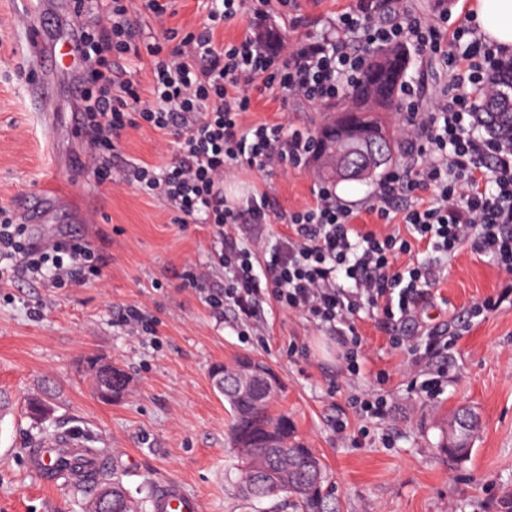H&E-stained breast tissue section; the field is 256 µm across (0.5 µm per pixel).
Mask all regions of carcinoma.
Segmentation results:
<instances>
[{
	"mask_svg": "<svg viewBox=\"0 0 512 512\" xmlns=\"http://www.w3.org/2000/svg\"><path fill=\"white\" fill-rule=\"evenodd\" d=\"M410 64V56L401 45L373 50L361 83L346 99L326 108L380 132L374 149L382 156L380 166L384 168L392 165L401 151V138L390 128L386 115L396 110V97ZM476 110L483 127L512 140V58L502 62L490 89L478 99ZM224 401L229 406L230 437L240 461L238 489L242 498L252 503L279 500L292 512H338L323 463L296 436L288 415L273 412L270 403L257 409L250 401L232 396L224 397ZM457 416L467 426H458L455 438L448 440V454L465 460L472 451L477 418L467 409ZM264 470L275 475L276 483L261 481ZM112 484L122 492L119 512H152L153 493L135 505L115 470ZM104 485L103 477L89 487L76 486L82 493L90 492L86 512H102L99 490Z\"/></svg>",
	"mask_w": 512,
	"mask_h": 512,
	"instance_id": "1",
	"label": "carcinoma"
}]
</instances>
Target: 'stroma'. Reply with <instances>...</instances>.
Segmentation results:
<instances>
[{
  "label": "stroma",
  "mask_w": 512,
  "mask_h": 512,
  "mask_svg": "<svg viewBox=\"0 0 512 512\" xmlns=\"http://www.w3.org/2000/svg\"><path fill=\"white\" fill-rule=\"evenodd\" d=\"M349 0H303L301 21L271 13L269 26L285 40L318 35ZM24 0H0V207L18 210L52 181L61 199L48 223L31 225L34 239L50 244L68 235L84 239L101 259L88 283L55 288L23 276L0 282V512H84L86 499L71 486L45 485L31 470L27 452L38 447L26 402L48 404L56 432L107 453L133 499L167 480L181 481L200 500V512H287L276 501L250 505L239 495L238 459L229 441V412L212 387L211 369L240 356L266 361L284 389L275 404L323 462L340 512H503L512 496V305L470 319L485 298L497 295L503 275L488 256L464 246L440 264L442 279L424 301L426 323H446L459 338L448 353L422 360L390 347L375 318L358 323L369 356L389 373L394 400L389 418L363 420L351 398L373 390L370 377L343 372L336 343L302 317L266 308L259 335L233 308L216 316L208 297L224 289V266L215 230L181 227L163 200L118 181L98 185L83 161L89 146L71 118L79 97L61 76L53 126L41 123L27 94L34 68L26 30L18 21ZM130 18L143 36L162 28L190 31L203 25L200 0H175L174 12L156 19L130 0ZM245 123L287 121L315 132L324 114L319 102L283 100L251 92ZM176 151L175 137L144 126L125 135L116 167L161 166ZM322 180L315 165L259 171L242 168L224 177L228 201L245 204L266 193L272 217L240 224L237 238L273 242L285 231L284 216L313 204ZM94 207L95 224H75L72 209ZM194 273L199 287L187 285ZM142 306L147 327L130 334L123 311ZM306 347L303 357L289 345ZM97 358L124 369L127 391L119 401L94 392L87 361ZM444 367L448 385L433 401L418 397L415 378ZM478 418L467 460L450 457L448 418L460 409ZM346 429L337 430V421Z\"/></svg>",
  "instance_id": "obj_1"
}]
</instances>
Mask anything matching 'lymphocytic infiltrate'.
<instances>
[{
	"label": "lymphocytic infiltrate",
	"instance_id": "obj_1",
	"mask_svg": "<svg viewBox=\"0 0 512 512\" xmlns=\"http://www.w3.org/2000/svg\"><path fill=\"white\" fill-rule=\"evenodd\" d=\"M274 2L290 23H298L299 0H206L199 29L165 28L143 43L127 0H74L73 40L84 72L80 131L98 183L111 181L112 158L129 130L146 125L173 132L178 149L172 161L135 166L127 180L142 194L166 200L178 224L198 220L216 228L227 279L223 293L210 297L211 307H232L255 331L265 319L262 301L300 315L333 336L338 359L353 377L366 372L359 312L371 310L384 325L414 319L438 282L434 267L412 261L397 266L398 257L409 256L416 245L446 258L468 245L506 275L499 294L475 306L474 316L512 304V143L475 132V103L502 60V48L487 42L474 24L451 25L446 0H437L436 15L423 19L389 10L390 0H352L324 33L275 52L251 36L216 44V29L241 9L251 7L261 19ZM406 41L449 80L427 101L413 83L400 90L405 150L413 163L380 181L372 211L386 221L397 199L427 193V200L402 208L405 233L368 228L359 211L321 186L313 205L289 212L287 230L273 244L260 249L231 234L245 218L269 223L270 211L263 195L250 197L243 208L229 203L228 171L301 169L311 155L310 137L300 130L281 123L241 125L251 106L249 89L260 85L285 99L334 100L358 83L370 49ZM128 57L148 58L147 93L115 71L117 60ZM81 265L100 271L86 242L64 237L39 244L11 210L0 208V277L21 273L59 282ZM389 341L433 358L455 338L437 324Z\"/></svg>",
	"mask_w": 512,
	"mask_h": 512
}]
</instances>
